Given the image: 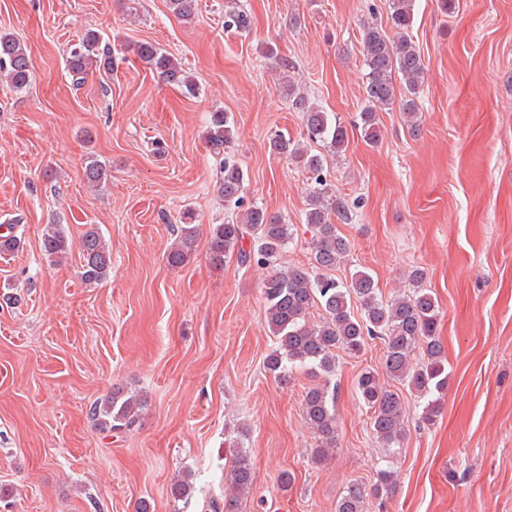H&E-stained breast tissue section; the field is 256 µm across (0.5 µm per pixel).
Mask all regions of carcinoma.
Here are the masks:
<instances>
[{"label": "carcinoma", "mask_w": 512, "mask_h": 512, "mask_svg": "<svg viewBox=\"0 0 512 512\" xmlns=\"http://www.w3.org/2000/svg\"><path fill=\"white\" fill-rule=\"evenodd\" d=\"M169 8L179 18H192L196 0H169ZM414 0H390V20L394 35L368 26L363 30L362 46L367 70L364 104L359 112L363 138L375 143L381 135L379 113L398 108L403 112L409 131H418L417 97L429 69L420 50L409 35L413 23ZM224 27L238 32L250 31L248 15L237 7L224 14ZM138 57L167 83L195 91V84L181 64L151 42L137 47ZM74 83H84L91 71L114 70L112 48L95 31H88L75 44L66 60ZM16 89L30 83V61L25 46L10 34H0V75ZM400 76L402 90H397L394 76ZM291 106L302 113L307 139L323 145L333 153L343 151L347 130L342 122L310 104L303 95H293ZM229 119L223 112L211 113L206 129L210 151L222 157L217 193L224 206L239 209L234 221L210 226L209 263L224 267L234 256L241 264L252 262L272 273L263 282L266 324L276 338V346L266 357L269 371L286 377L297 367H305L317 383L305 391L303 417L313 431L318 448L312 459L319 463L336 452L338 417L336 412V359L343 353L359 356L376 339L383 345V368L387 376L404 386L423 404L420 422L431 426L440 414L441 396L448 391L451 375L444 345L437 336L438 306L424 285L426 274L414 268L408 275V289L385 299L373 277L357 270L344 283L332 275L349 262L351 246L339 233L334 220L346 222L352 217L348 202L338 196L327 182L326 156L306 150L300 144L277 135L270 139V150L302 163L309 174L311 207L305 213L312 233L309 241L312 271L288 267L283 252L292 240V225L266 209L243 205L246 174L232 160L226 149L231 143ZM89 187L104 185L111 174L104 164L90 159L84 166ZM17 225H7L0 234V253H13L22 247L15 234ZM198 225L187 221L176 229L173 246L166 254L171 267H181L194 255ZM72 243L59 224H49L42 236V251L52 260L67 257ZM112 272V252L94 226L80 242V276L90 286L105 281ZM322 311L320 320H310V310ZM360 400L369 409V426L373 437L384 448H399L406 437L405 406L402 393L381 382L379 373L366 370L356 384ZM146 405L137 392L122 390L94 401L88 409L93 425L104 433H121L134 428ZM229 493L224 505L209 501L212 512H235L239 498L250 493L254 470L247 454L238 451L227 475ZM395 484L391 466L376 471L375 481L366 486L354 482L345 488L336 503V512H364L368 498L392 492Z\"/></svg>", "instance_id": "1"}]
</instances>
